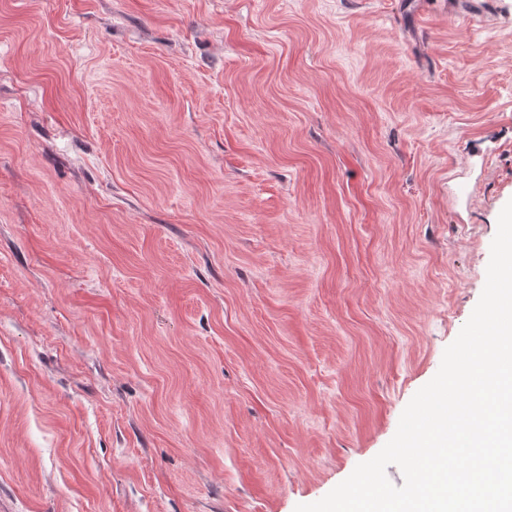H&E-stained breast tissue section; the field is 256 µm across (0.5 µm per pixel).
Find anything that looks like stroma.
<instances>
[{
    "mask_svg": "<svg viewBox=\"0 0 512 512\" xmlns=\"http://www.w3.org/2000/svg\"><path fill=\"white\" fill-rule=\"evenodd\" d=\"M0 0V512H295L396 433L512 200V0Z\"/></svg>",
    "mask_w": 512,
    "mask_h": 512,
    "instance_id": "35a3bbf8",
    "label": "stroma"
}]
</instances>
